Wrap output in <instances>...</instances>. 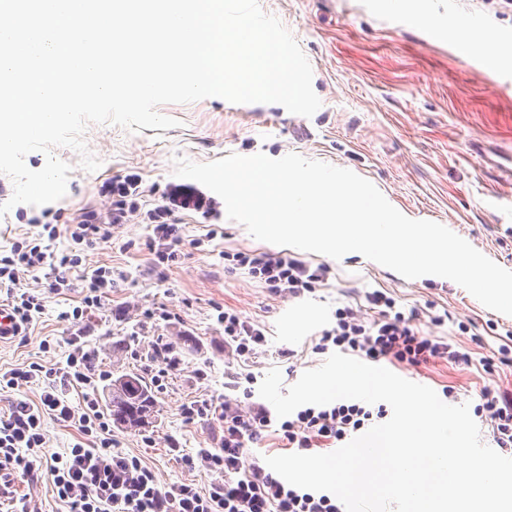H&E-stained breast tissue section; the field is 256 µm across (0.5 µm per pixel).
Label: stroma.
Listing matches in <instances>:
<instances>
[{
    "mask_svg": "<svg viewBox=\"0 0 512 512\" xmlns=\"http://www.w3.org/2000/svg\"><path fill=\"white\" fill-rule=\"evenodd\" d=\"M259 6L281 21L311 64L321 101L312 117L277 103L210 97L160 105V114L179 122L168 130L133 133L110 123L88 125L84 141L100 167L85 171L74 149L55 148L72 167L65 197L47 208L19 204L0 216V250L39 233L41 225L72 221L88 209L106 211L110 201L102 189L115 178L139 176L141 209H154L176 180L175 157L204 163L233 153L277 159L293 152L353 171L405 216L446 226L512 270V62L489 66L482 44L463 54L450 37L460 15L476 29L512 35V12L499 13L495 0H431L437 21L429 25L416 13L393 10L389 0H259ZM180 228L185 256L160 277L151 272L144 247L152 226L141 218L115 227L111 245L87 256L88 264L110 266L117 283L87 321L85 341L97 354L98 369L108 376L138 371L159 340L180 354V367L157 389L154 426L112 429L115 446L139 456L163 484L205 487L215 478L202 466L182 468L180 458L224 440L216 417L189 422L181 414L194 401L224 403V367L232 357L224 351L216 307L265 327L267 344L250 370L260 380L278 368L287 387L294 376L325 362L312 347L339 302H363L373 289L390 291L400 306L416 309L425 334L447 339L476 361L497 351L512 331V316L486 308L451 280L407 279L358 253L329 260L262 242L229 220L222 205L211 217L182 214ZM240 251L328 263L327 284L296 299L272 294L247 269H229L224 253ZM65 307L64 299H50L27 341H0V367L60 361L73 338L58 317ZM161 307L170 320L149 317V310ZM462 321L474 323V334H459ZM48 336L59 342L57 352H41L39 343ZM282 348L295 350V358L278 357ZM406 375L438 393L452 387L459 404L476 405L483 395L512 390V365L487 373L477 364L463 368L439 359Z\"/></svg>",
    "mask_w": 512,
    "mask_h": 512,
    "instance_id": "obj_1",
    "label": "stroma"
}]
</instances>
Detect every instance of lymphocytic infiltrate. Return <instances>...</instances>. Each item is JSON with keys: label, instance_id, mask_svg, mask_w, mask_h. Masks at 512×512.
I'll list each match as a JSON object with an SVG mask.
<instances>
[{"label": "lymphocytic infiltrate", "instance_id": "obj_1", "mask_svg": "<svg viewBox=\"0 0 512 512\" xmlns=\"http://www.w3.org/2000/svg\"><path fill=\"white\" fill-rule=\"evenodd\" d=\"M140 181L129 175L114 179L107 191L112 207L105 212L84 211L68 227L69 243L58 248L57 225H44L41 233L14 241L9 253L0 254V309L10 318L12 338H25L34 322L47 310L49 296L70 293L74 280L84 283L78 304L59 317L81 328L87 314L101 307L114 286L112 269L83 265L86 250L110 243L113 227L139 215ZM214 202L196 187L169 186L162 202L148 212L153 234L146 244L155 266L173 265L184 255L178 213L211 212ZM230 262L248 268L271 293L298 298L315 290L328 274L326 265L309 264L268 253L237 252ZM42 272L43 289L30 287L27 273ZM366 308L345 303L337 307L334 321L323 329L316 352L334 351L371 362L388 360L416 368L438 359L472 366L471 355L453 349L439 337L424 334L413 316L405 314L389 293H366ZM216 321L224 328V349L234 353L236 366L225 369L230 394L223 406L206 403L185 406L183 416L195 420L218 416L224 424L222 447L201 449L183 456L185 468L197 462L217 473L207 488L189 482L159 484L139 457L119 451L112 441L111 423L100 409L98 373L94 354L74 344L59 366L31 363L24 368L0 370V393L13 396L11 407L0 415V499L13 498L16 481L47 482L67 512H344L343 504L327 492L295 487L262 464L251 452L267 431L280 434L290 449L315 452L341 447L376 418L389 414L386 405L375 407L355 400L327 405H304L287 417H277L267 405L253 401L248 364L266 343L264 328L238 313L218 309ZM38 385L42 393L30 400L25 390ZM79 401H71L70 393ZM475 414L492 431L497 448L512 452V392L485 399ZM53 420L74 429L73 442L63 450L50 448L44 425Z\"/></svg>", "mask_w": 512, "mask_h": 512}]
</instances>
